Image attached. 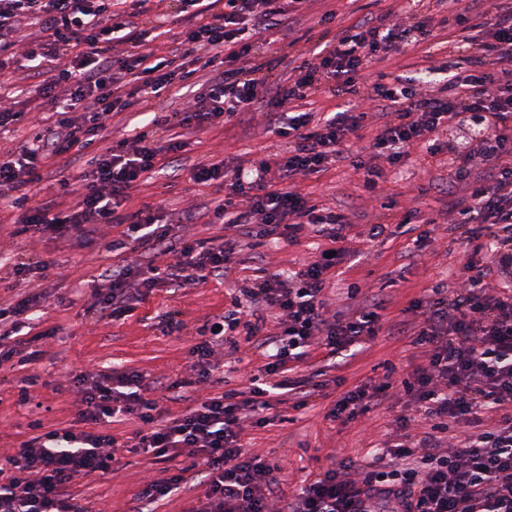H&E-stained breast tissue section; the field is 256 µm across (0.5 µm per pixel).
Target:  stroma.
Listing matches in <instances>:
<instances>
[{"mask_svg":"<svg viewBox=\"0 0 512 512\" xmlns=\"http://www.w3.org/2000/svg\"><path fill=\"white\" fill-rule=\"evenodd\" d=\"M433 15L437 21L433 41L405 55L372 62L370 73L383 70L418 77L432 54L444 51L457 62L466 57V45L456 44L446 22L447 6L434 7ZM381 16L409 21L407 0H308L304 10L278 15L277 26L262 33L248 64L266 75L264 93L272 95L288 88L296 66L335 41L343 29ZM209 77L208 70L197 71L178 94L160 96L155 111L169 117L167 134L180 137L183 146L144 176L131 190L127 203L131 212L146 204L163 203L161 221L172 222L173 234L198 243L222 232L220 225L209 221L222 193L216 186L194 182L192 169L215 159L230 164L260 158L287 147L286 140L269 132L260 105L240 119L220 117L202 129L183 127L180 113L189 101L206 96ZM301 189L345 213L351 222L347 254L338 274L331 278L333 308L344 312L381 302L385 328L373 340L336 356L323 349L311 350L298 372H322L325 387L311 389L305 396L288 392L282 402L267 410V423L245 424L242 440L246 448L274 465L276 489L286 498L323 473L334 456L346 454L367 462L374 449L395 443L397 420L409 411L401 381L422 358L411 337L396 335L391 327L405 319L406 308L423 289L439 283L448 289L457 287L456 276L464 262V246L452 224L455 193L448 186V169L427 155H414L372 192L363 189L362 172L348 159L303 181ZM182 211L193 212V220L174 223V215ZM22 215L16 208L0 209V306L12 305L28 294L39 295L19 333L7 340L20 354L34 352L38 358L24 365L14 360L0 365V457L13 454L38 432L74 425L82 404L67 379L72 369L99 373L119 368L146 373L156 383L154 398L162 400L171 414L184 412L188 402L165 400L164 389L172 380L187 375L189 351L197 343L201 327L232 308L248 310L250 301L241 289L257 267L295 268L326 246L324 239L312 234L293 243L257 241L237 254L224 278L188 284L174 294L162 288L154 290L135 302L129 316L106 323L88 313L87 293L91 285L105 286L107 274L123 264L125 252L104 248L105 242L122 238L123 225L100 226L97 239L81 245L20 233ZM372 224L385 227L375 240L366 236ZM21 254L49 261L50 266L34 281L17 280L10 271ZM352 285L359 288L353 299L347 296ZM168 312L179 313L185 324L182 332H167L162 317ZM226 337L231 344L220 357L221 378L202 384L200 397L239 390L246 383L244 365L233 349L234 344L243 343L244 331L239 328L227 332ZM32 376L37 384L31 399L20 404L18 390ZM385 379L391 383L385 398L372 402L367 411L349 421L331 416L333 405L345 392ZM174 466L168 459L147 460L126 452L121 467L112 475L76 479L71 490L89 502L94 512H131L141 490L166 478Z\"/></svg>","mask_w":512,"mask_h":512,"instance_id":"stroma-1","label":"stroma"}]
</instances>
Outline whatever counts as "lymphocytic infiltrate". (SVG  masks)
I'll return each mask as SVG.
<instances>
[{
  "mask_svg": "<svg viewBox=\"0 0 512 512\" xmlns=\"http://www.w3.org/2000/svg\"><path fill=\"white\" fill-rule=\"evenodd\" d=\"M279 2L182 0L190 9L189 26L156 57L145 50L147 26L159 19L162 0H0V54L29 62L42 77L35 94L56 114L52 125L34 130L31 146L0 162V206H24L28 232L85 238L101 224L125 225L132 259L113 270L109 287L90 289L91 310L100 320L116 321L131 309V287L148 294L223 276L252 231L277 240L294 241L307 232L333 244L346 240L347 215L297 185L344 150L364 144L369 157L356 165L370 191L387 168L418 153L433 157L447 166L452 182L464 186L454 208L469 229L458 288L425 289L408 307L412 321L397 329L413 334L422 348L423 364L402 385L426 430L364 465L337 457L289 499L273 488L271 465L242 444L244 423L268 410V396L287 389L290 362L304 361L314 346L338 353L381 329L371 308L332 312L329 272L339 259L321 255L299 269L259 268L248 290L253 310L243 323L259 361L245 390L202 399L167 421L158 402L142 392L144 374L115 369L70 375L83 403L78 428L40 434L0 461V472L9 474L0 484V512H89L69 487L76 477L119 467L111 435L96 430L117 414L141 423L129 442L133 450L154 458L173 448L187 451L168 478L142 489L146 505L197 477L206 491L189 512H512V295L489 287V268L479 261L489 251L499 264L512 265V9L448 0L457 35L481 28L486 38L468 69L450 72L447 84L431 93L382 73L370 81L365 72L379 56L405 54L431 38L433 0H409L414 22L407 26L381 18L345 29L300 65L293 86L265 104L270 131L288 141L282 156L230 172L220 161L194 170L197 184L217 182L224 189L213 221L227 232L200 246L170 237L153 206L126 209L130 189L180 142L143 131L106 150L93 148L113 113L133 103L151 111L173 78L190 77L199 62L213 72V81L206 97L190 103L183 125L201 129L221 116L250 111L267 78L244 65L252 43L242 22L250 16L273 27ZM32 25L38 28L33 40L26 34ZM116 40L125 44V55L112 56ZM228 61L235 69H225ZM324 93L347 103L321 119L287 109L292 101ZM353 98L384 103L393 120L365 137L368 114L350 106ZM86 147L92 150L87 171L60 184L70 206L61 208L54 196L38 197L48 158ZM477 167L483 176L475 180ZM168 254L177 262L164 276L155 260ZM214 322L215 329L190 350L188 376L170 384L173 398H184L186 388L209 380L217 368L226 320L218 316Z\"/></svg>",
  "mask_w": 512,
  "mask_h": 512,
  "instance_id": "f902f5d3",
  "label": "lymphocytic infiltrate"
}]
</instances>
